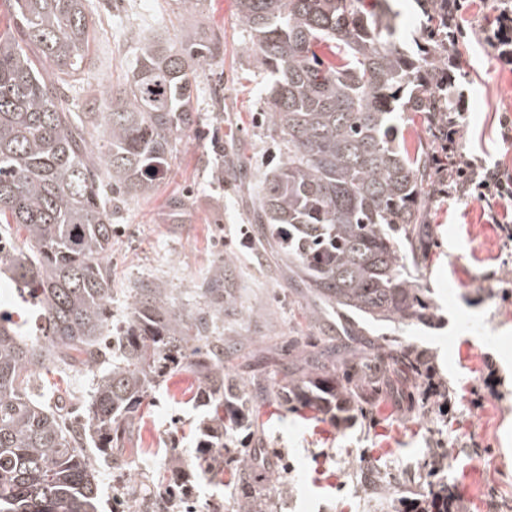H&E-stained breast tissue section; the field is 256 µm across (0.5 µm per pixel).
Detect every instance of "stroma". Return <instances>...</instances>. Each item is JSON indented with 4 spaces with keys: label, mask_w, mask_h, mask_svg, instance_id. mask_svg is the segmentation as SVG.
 <instances>
[{
    "label": "stroma",
    "mask_w": 512,
    "mask_h": 512,
    "mask_svg": "<svg viewBox=\"0 0 512 512\" xmlns=\"http://www.w3.org/2000/svg\"><path fill=\"white\" fill-rule=\"evenodd\" d=\"M86 70L68 104L85 105L123 86L140 41H177L193 32L221 44L199 77L196 123L176 136L173 160L155 192L118 203L112 214L111 327L122 326L135 288L166 289L180 308L205 305L204 284L224 279L226 372L263 395L253 422L233 433L236 447L256 451L255 488L270 512H408L427 481L432 453L446 455L436 473L461 494V512H512V238L492 218L493 200L431 193L424 221L431 228L423 283L433 319L412 325L372 323L369 336L408 344L432 360L450 396L431 398L427 416L410 415L400 398L383 395L372 414L336 422L295 410L276 394L292 358L289 339L314 340L321 327L343 324L340 312L310 294L285 259L272 253L267 225L256 223L257 178L283 164V148L263 122L268 75L247 52L250 35L237 0H203L198 10L178 0H91ZM501 0H463L456 17V83L460 104L457 154L479 156L512 178V142L500 136L512 114V65L483 38ZM224 96L214 106L215 92ZM181 209L169 206L172 199ZM191 373L170 370L160 381L124 445L122 464L99 458V512H125L129 482L165 494L168 449L194 457L204 418ZM206 512H235L233 464L192 480Z\"/></svg>",
    "instance_id": "1"
}]
</instances>
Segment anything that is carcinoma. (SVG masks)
I'll use <instances>...</instances> for the list:
<instances>
[{
    "instance_id": "obj_1",
    "label": "carcinoma",
    "mask_w": 512,
    "mask_h": 512,
    "mask_svg": "<svg viewBox=\"0 0 512 512\" xmlns=\"http://www.w3.org/2000/svg\"><path fill=\"white\" fill-rule=\"evenodd\" d=\"M0 30V221L24 235L14 250L0 234V269L43 321L40 340L0 313V512H99V472L80 451L122 447L126 428L168 369L198 382L211 409L197 430V459L212 467L232 456L238 484L254 471L250 452L226 446L228 430L251 426L254 404L224 374V338L205 336L224 313L214 278L207 316L178 308L161 288L142 287L125 326L109 329L112 210L102 178L126 198L150 196L169 170L176 135L193 126L192 86L219 53L191 33L177 43L141 44L123 87L78 115L62 89L77 81L89 50L90 0H9ZM428 43L402 48L387 20L389 0H237L251 34L247 51L270 75V135L287 161L262 174L257 220L272 230L288 265L310 292L338 309L404 325L432 317L419 277L416 237L427 191L441 164L434 151L403 145L399 123L420 116L437 132L454 103L448 69V12L416 0ZM100 130L93 147L87 127ZM112 366L71 419L31 389L40 376ZM433 375L426 354L364 337L354 320L336 339L288 366L278 397L333 419L370 413L394 382ZM186 494L191 470L168 459ZM420 512H448V483L428 481Z\"/></svg>"
}]
</instances>
